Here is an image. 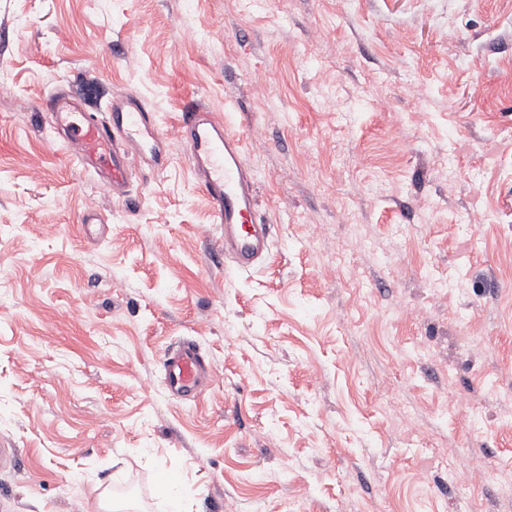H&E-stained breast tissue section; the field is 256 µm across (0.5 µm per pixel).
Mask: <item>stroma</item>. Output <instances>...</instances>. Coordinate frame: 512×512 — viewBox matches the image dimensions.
<instances>
[{
  "mask_svg": "<svg viewBox=\"0 0 512 512\" xmlns=\"http://www.w3.org/2000/svg\"><path fill=\"white\" fill-rule=\"evenodd\" d=\"M1 80L0 512H512V0H0ZM59 94L135 97L167 167L113 198ZM192 101L259 176L257 270ZM186 339L213 374L176 402ZM176 130L187 147L192 171L204 190L223 235L219 250L237 269L257 268L271 249L265 219H257L258 179L244 162V140L222 117L189 104ZM161 364L168 395L180 401L201 396L213 372L200 347L191 340H183L168 348Z\"/></svg>",
  "mask_w": 512,
  "mask_h": 512,
  "instance_id": "1",
  "label": "stroma"
}]
</instances>
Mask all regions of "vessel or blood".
Returning a JSON list of instances; mask_svg holds the SVG:
<instances>
[{"label":"vessel or blood","instance_id":"obj_1","mask_svg":"<svg viewBox=\"0 0 512 512\" xmlns=\"http://www.w3.org/2000/svg\"><path fill=\"white\" fill-rule=\"evenodd\" d=\"M42 109L63 122L77 146L74 160L113 197H125L134 167L158 170L168 163L164 133L135 100H113L101 119L57 97L43 102ZM176 130L223 232L220 251L237 269L257 268L271 249L270 224L257 216L259 182L244 161L241 134L196 104L187 105ZM161 364L169 396L180 401L201 396L213 372L200 347L190 340L168 348Z\"/></svg>","mask_w":512,"mask_h":512}]
</instances>
